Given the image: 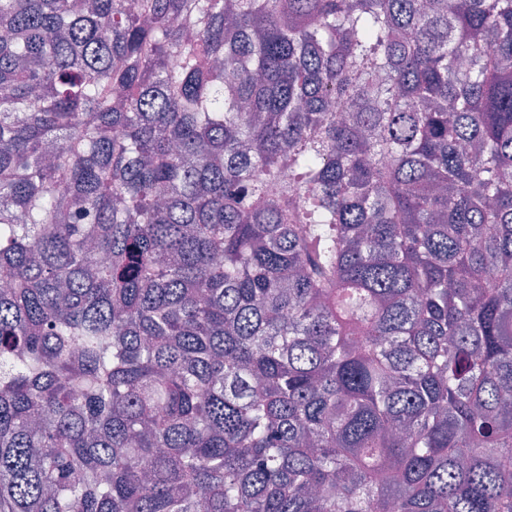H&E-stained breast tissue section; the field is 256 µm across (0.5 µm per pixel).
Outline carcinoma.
Returning a JSON list of instances; mask_svg holds the SVG:
<instances>
[{
    "instance_id": "obj_1",
    "label": "carcinoma",
    "mask_w": 512,
    "mask_h": 512,
    "mask_svg": "<svg viewBox=\"0 0 512 512\" xmlns=\"http://www.w3.org/2000/svg\"><path fill=\"white\" fill-rule=\"evenodd\" d=\"M0 512H512V0H0Z\"/></svg>"
}]
</instances>
